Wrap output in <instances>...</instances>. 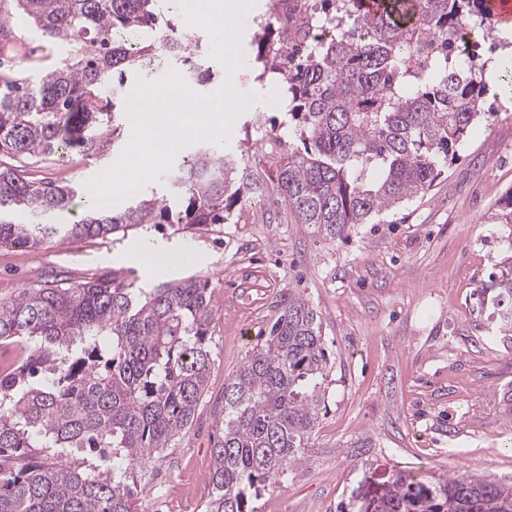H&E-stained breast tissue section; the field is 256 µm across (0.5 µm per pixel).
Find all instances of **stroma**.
I'll return each mask as SVG.
<instances>
[{"instance_id":"1","label":"stroma","mask_w":512,"mask_h":512,"mask_svg":"<svg viewBox=\"0 0 512 512\" xmlns=\"http://www.w3.org/2000/svg\"><path fill=\"white\" fill-rule=\"evenodd\" d=\"M269 0L244 20L245 62L233 76L216 69L204 92L231 79L241 93L269 94L257 45L269 38L257 22ZM16 50L2 75L37 76L67 55L42 41L16 9L0 0ZM485 115L424 195L325 241L299 224L276 189L277 161L288 147L282 106L257 103L234 120L228 152L241 157L249 189L227 223L188 228L151 224L107 238L47 245V263L20 261L0 248V298L57 279L79 281L113 268L137 287L189 276L209 281L212 362L199 416L181 445L158 462L153 487L185 504L207 493L214 413L224 406V379L278 312L281 295L299 291L316 308L334 363L326 407L310 440L308 462L261 498L260 512H337L361 477L349 444L367 435L366 456L384 468L415 466L423 477L469 470L512 483V338L482 309L479 287L512 251V224L495 223L512 195V89L486 86ZM72 156L37 162L38 177L83 187L108 167ZM157 242L197 256L165 273L134 261L136 247Z\"/></svg>"}]
</instances>
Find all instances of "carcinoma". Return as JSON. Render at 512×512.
I'll use <instances>...</instances> for the list:
<instances>
[{"instance_id":"obj_1","label":"carcinoma","mask_w":512,"mask_h":512,"mask_svg":"<svg viewBox=\"0 0 512 512\" xmlns=\"http://www.w3.org/2000/svg\"><path fill=\"white\" fill-rule=\"evenodd\" d=\"M332 35L313 41L298 20L262 44L261 76H277L288 150L277 189L298 223L343 236L426 193L448 154L484 115L483 66L449 56L452 35L487 31L485 0H320ZM57 67L0 77V247L39 250L55 239L106 238L142 224H222L244 194L239 161L201 147L168 174L170 193L74 224L81 190L29 175L26 160L105 158L122 136L126 74L179 66L201 86L207 48L181 34L162 0H15ZM298 140L302 148H296ZM499 331L512 332V256L482 284ZM267 335L224 380L201 512H258L269 487L307 462L332 363L314 306L290 289ZM208 282L138 288L105 269L0 298V344L20 347L0 373V512H143L156 463L198 415L211 361ZM364 479L340 512H512V484L463 471L425 481L411 469Z\"/></svg>"}]
</instances>
